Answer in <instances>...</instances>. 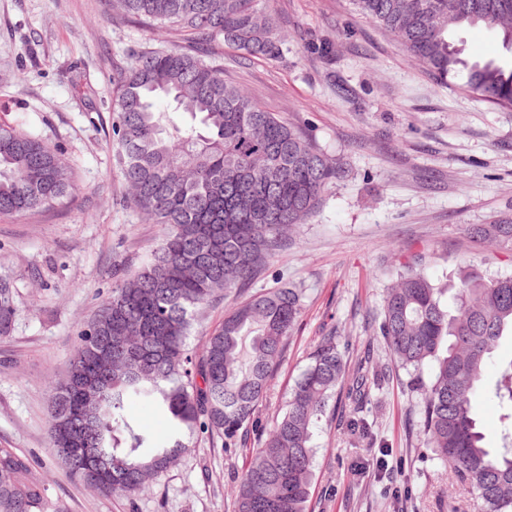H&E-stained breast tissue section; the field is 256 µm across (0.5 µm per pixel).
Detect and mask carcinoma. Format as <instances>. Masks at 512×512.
Returning <instances> with one entry per match:
<instances>
[{"mask_svg": "<svg viewBox=\"0 0 512 512\" xmlns=\"http://www.w3.org/2000/svg\"><path fill=\"white\" fill-rule=\"evenodd\" d=\"M359 13L426 63L442 81L462 72L463 87L512 108V68L461 56L449 41L463 25L497 30L512 44V0H352ZM125 15L157 40L183 44L131 52L115 82L112 146L127 201L166 226L141 270L112 285L83 328L61 378L51 381L50 452L69 474L106 496L132 497L174 465L196 433L260 448L232 491L234 512H306L313 429L346 391L355 414L375 376L363 364L346 374L337 336L322 339L273 427L256 410L273 385L288 338L303 310L304 289L283 283L256 293L205 333L196 355L188 339L200 310L222 294L244 292L288 246L285 231L323 201L343 170L306 134L224 80L208 45L220 39L246 56L275 60L288 48L260 0H120ZM313 34L308 49L333 54ZM168 99L191 122L176 125L157 103ZM71 172L42 138L0 125V215L35 213L75 195ZM478 237L512 244V224L475 225ZM456 307L448 291L408 263L386 288L380 335L395 362L413 369L421 393L423 443L467 486L481 512H512V359L489 388L503 413L500 447H488L472 400L485 388L499 340L512 336V275L486 281L458 269ZM18 314L10 282L0 278V336ZM112 345L100 360L94 349ZM430 368L423 378L424 368ZM155 406L168 424L157 437L127 413L132 400ZM29 458L0 448V512H62L29 479Z\"/></svg>", "mask_w": 512, "mask_h": 512, "instance_id": "carcinoma-1", "label": "carcinoma"}]
</instances>
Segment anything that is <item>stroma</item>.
Wrapping results in <instances>:
<instances>
[{
  "instance_id": "35a3bbf8",
  "label": "stroma",
  "mask_w": 512,
  "mask_h": 512,
  "mask_svg": "<svg viewBox=\"0 0 512 512\" xmlns=\"http://www.w3.org/2000/svg\"><path fill=\"white\" fill-rule=\"evenodd\" d=\"M113 0H0V123L56 146L79 186L42 213L0 217V278L18 316L0 336V448L30 460L29 476L63 512H233L231 491L257 448L230 452L202 434L177 463L132 498L74 481L49 451L50 381L62 375L84 325L116 278L137 272L163 228L125 201L110 137L114 81L148 27L117 16ZM288 38L275 61L243 59L223 42L232 82L309 135L343 176L293 232L288 249L250 286L304 288L302 314L273 389L257 415L273 427L323 336L348 341L390 369L362 411L371 437L356 443L323 418L313 435L307 512H478L468 487L418 435L421 397L394 364L377 325L385 288L422 257L433 279L470 262L488 279L512 274V244L483 240L479 224L512 221V110L436 79L350 0H262ZM336 43L311 53V34ZM451 41L472 61L512 67V46L484 26Z\"/></svg>"
}]
</instances>
